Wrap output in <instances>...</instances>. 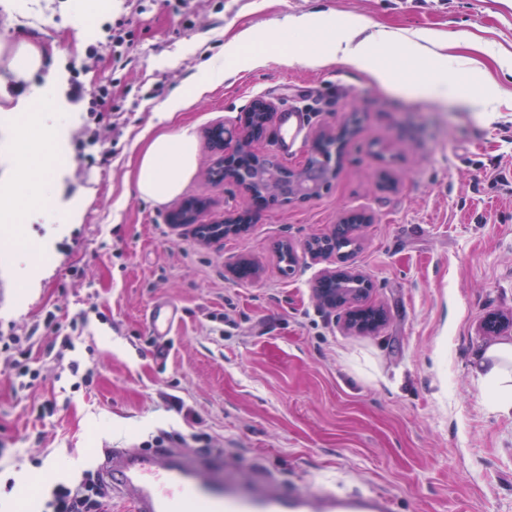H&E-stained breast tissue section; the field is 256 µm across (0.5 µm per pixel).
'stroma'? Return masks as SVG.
<instances>
[{
    "label": "stroma",
    "instance_id": "1",
    "mask_svg": "<svg viewBox=\"0 0 512 512\" xmlns=\"http://www.w3.org/2000/svg\"><path fill=\"white\" fill-rule=\"evenodd\" d=\"M193 25L162 0H109L87 31L77 0H0V41L26 36L57 48L23 91L52 113L46 80L109 87L122 134L109 166L85 146L95 122L77 101L67 126L64 195L81 196V223L21 214L0 232V324L26 329L57 308L60 321L95 307L71 359L77 373L14 389L0 357V512H32L55 483L97 469L109 448H142L163 434H194L211 456L278 473L297 486L373 491L395 512H512V415L498 411L476 371L492 313L512 315V0H195ZM359 15L373 29L449 35L445 65L463 80L477 59L504 100L474 112L450 98L380 86L343 63L313 68L239 59L223 82L173 119L193 126L197 167L182 197L207 199L204 222L247 202L235 183L206 172L205 132L237 128L255 98L277 113L256 151L305 166L315 134L351 125L336 175L303 202L261 209L246 235L198 242L193 225L170 224L172 203L130 187L138 154L157 132L154 109L222 60L237 32L272 34L289 14ZM132 20L127 65L114 64L108 29ZM346 211L368 213L352 262L372 281L368 304L385 323L370 336L345 326L344 309L320 307L313 286L327 261L306 242ZM291 242L294 266L276 246ZM248 255L257 278L234 279ZM37 294L19 298L21 279ZM176 303L168 356L157 360L151 305ZM54 403L38 417L37 404ZM17 480L6 491L7 480Z\"/></svg>",
    "mask_w": 512,
    "mask_h": 512
}]
</instances>
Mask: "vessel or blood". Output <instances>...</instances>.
I'll return each mask as SVG.
<instances>
[{
    "label": "vessel or blood",
    "mask_w": 512,
    "mask_h": 512,
    "mask_svg": "<svg viewBox=\"0 0 512 512\" xmlns=\"http://www.w3.org/2000/svg\"><path fill=\"white\" fill-rule=\"evenodd\" d=\"M179 316V307L168 301L149 310L157 357H164ZM103 474L132 512H392L391 501L376 493L300 488L264 471L248 469L228 480L218 462L177 448L113 449Z\"/></svg>",
    "instance_id": "b4317fda"
}]
</instances>
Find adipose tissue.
<instances>
[{
  "instance_id": "adipose-tissue-1",
  "label": "adipose tissue",
  "mask_w": 512,
  "mask_h": 512,
  "mask_svg": "<svg viewBox=\"0 0 512 512\" xmlns=\"http://www.w3.org/2000/svg\"><path fill=\"white\" fill-rule=\"evenodd\" d=\"M329 19L313 15L285 17L273 37L279 46L278 58L286 64L296 62L319 67L339 61L356 69L371 72L376 81L390 89L400 88V79L369 52V42L357 39L355 33L338 37L331 32ZM7 56L0 71V96L7 87H21L31 81L43 68V53L27 39L14 45L0 44V56ZM426 72L408 84L416 94L447 95L450 93L468 100L475 111L487 109L481 89L449 79L447 70L435 58L425 57ZM19 121L14 137L19 153L0 175V222L8 224L22 211H39L52 200V183L63 172L52 167L51 159L64 149L59 127L48 124L41 113L32 109L27 97L18 98L12 106ZM197 138L191 128L156 135L141 154L135 175V191L141 198L166 203L177 197L195 170ZM480 377L491 387L497 407L503 413L512 412V344L496 343L477 354Z\"/></svg>"
}]
</instances>
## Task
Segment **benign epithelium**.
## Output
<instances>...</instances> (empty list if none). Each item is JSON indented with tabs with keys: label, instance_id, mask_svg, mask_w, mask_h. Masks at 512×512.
Wrapping results in <instances>:
<instances>
[{
	"label": "benign epithelium",
	"instance_id": "1",
	"mask_svg": "<svg viewBox=\"0 0 512 512\" xmlns=\"http://www.w3.org/2000/svg\"><path fill=\"white\" fill-rule=\"evenodd\" d=\"M254 104V111H245L242 130L236 139L224 135L222 125H216L207 132V140L215 151L213 165L207 172L209 181L220 184L233 180L235 167L240 163V158L250 159L255 155L252 149V143L258 140L255 132L261 125L268 126L276 107L262 97L256 98ZM288 179L293 183L297 199L304 200L316 195L317 187L303 171H288ZM253 203L254 198H249L247 208L233 217L224 219L220 224H203L200 215L207 202L202 199L182 200L171 214V223L195 225L197 237L202 242L220 239L226 235L242 236L250 227V207ZM371 221L372 218L363 212H350L340 218L336 227L346 224L349 230L355 231ZM340 262L341 266L332 270L326 269L321 273L314 285V297L324 306L349 307L346 326L351 332L357 335L372 333L385 322V312L380 308L353 306L355 301L369 294L372 282L361 270L349 263V256H341ZM229 272L237 280H251L257 276L258 269L248 256L243 255L231 265Z\"/></svg>",
	"mask_w": 512,
	"mask_h": 512
}]
</instances>
